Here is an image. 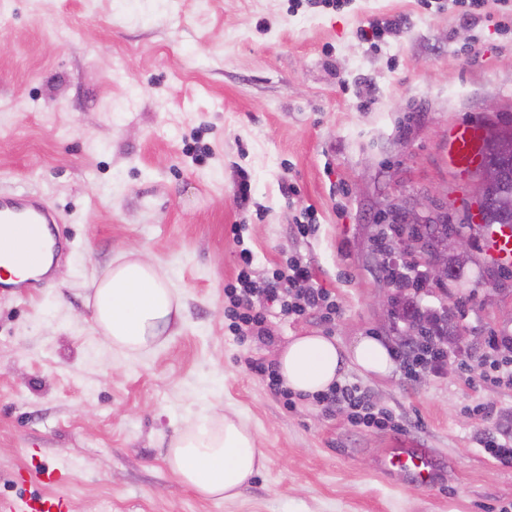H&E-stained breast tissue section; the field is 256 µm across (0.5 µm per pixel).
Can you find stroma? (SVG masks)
I'll list each match as a JSON object with an SVG mask.
<instances>
[{"label": "stroma", "instance_id": "1", "mask_svg": "<svg viewBox=\"0 0 512 512\" xmlns=\"http://www.w3.org/2000/svg\"><path fill=\"white\" fill-rule=\"evenodd\" d=\"M372 16L399 26L373 37ZM1 38L0 191L45 200L68 249L43 278L0 288V506L60 495L69 512H512V464L481 445L512 436V385L487 380L482 358L487 336H512V266L492 261L483 225L457 278L407 293L462 336L448 368L341 375L401 430L310 398L288 409L249 368L315 332L347 349L403 343L406 319L379 303L374 236L396 200L443 190L452 224L475 208L479 172L454 162L450 131L512 122V15L497 0H0ZM243 248L260 282L307 262L333 319L274 307L269 338L233 333L224 288ZM129 250L168 273L182 304L164 344L136 357L113 351L88 306ZM207 408L244 421L267 458L232 500L200 498L165 462ZM400 444L431 449L432 486L381 472Z\"/></svg>", "mask_w": 512, "mask_h": 512}]
</instances>
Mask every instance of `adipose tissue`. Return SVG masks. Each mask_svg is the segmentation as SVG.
Here are the masks:
<instances>
[{"label": "adipose tissue", "instance_id": "adipose-tissue-1", "mask_svg": "<svg viewBox=\"0 0 512 512\" xmlns=\"http://www.w3.org/2000/svg\"><path fill=\"white\" fill-rule=\"evenodd\" d=\"M93 320L113 349L137 355L162 345L181 316L175 288L155 265L131 252L95 282ZM362 373L387 375L394 366L388 348L365 336L348 349L317 333L293 338L277 357L284 385L312 396L326 391L349 366ZM166 462L179 482L205 499L236 498L266 464L255 434L228 416L204 413L171 442Z\"/></svg>", "mask_w": 512, "mask_h": 512}]
</instances>
